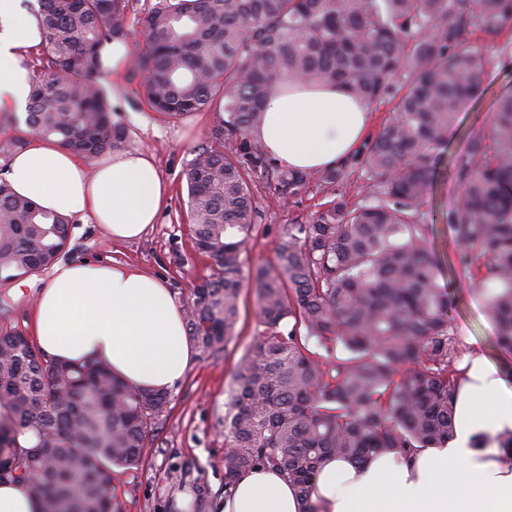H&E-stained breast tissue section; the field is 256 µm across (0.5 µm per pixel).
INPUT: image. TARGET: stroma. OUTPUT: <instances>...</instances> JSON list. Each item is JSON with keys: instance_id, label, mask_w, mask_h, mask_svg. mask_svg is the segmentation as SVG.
<instances>
[{"instance_id": "obj_1", "label": "stroma", "mask_w": 512, "mask_h": 512, "mask_svg": "<svg viewBox=\"0 0 512 512\" xmlns=\"http://www.w3.org/2000/svg\"><path fill=\"white\" fill-rule=\"evenodd\" d=\"M115 120L129 130L127 148L151 154L171 185V198L157 224L143 238L115 243L99 225L76 224L63 260L129 262L163 278L177 304H185L191 285L209 275L211 260L191 241L186 214V187L181 173L195 151L212 144L222 126L214 112L190 113L169 119L153 112L128 80L117 81ZM512 94V57L494 61L479 94L470 100L448 131L447 143L435 152L437 176L422 210L431 226L429 245L442 279L449 285L450 313L466 347L478 348L512 378V353L498 347L494 323L487 316L480 285L472 272L456 264L459 245L444 221L462 188L448 173L454 155L466 150L471 138L489 133L499 99ZM252 190L258 217L244 254L246 268L273 264L276 247L288 225L306 223L325 192L309 187L298 195L280 197L274 178L254 179ZM37 290L27 284L0 283V330L28 331L30 307ZM239 337L215 357L196 356L180 384L171 390L168 410L160 421L154 445L135 470L116 469L112 502L118 512H205L204 504L224 490V429L221 419L233 368L259 329L254 295L244 291ZM192 504L181 507L182 497Z\"/></svg>"}]
</instances>
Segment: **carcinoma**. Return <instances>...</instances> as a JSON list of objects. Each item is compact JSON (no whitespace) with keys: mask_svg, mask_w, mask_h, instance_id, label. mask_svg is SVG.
<instances>
[{"mask_svg":"<svg viewBox=\"0 0 512 512\" xmlns=\"http://www.w3.org/2000/svg\"><path fill=\"white\" fill-rule=\"evenodd\" d=\"M25 125L92 160L125 146L102 81V50L141 26L136 73L155 112H222L218 142L195 151L182 180L189 231L215 268L185 305L189 335L214 356L236 338L242 259L258 217L253 177L277 171L281 197L308 184L329 201L290 224L277 263L256 268L262 330L244 349L224 403V493L256 468L285 476L300 512H320L312 479L325 461H407L454 433L463 348L448 285L427 248L423 198L444 144L493 56L467 46L512 30V0H37ZM288 81L342 85L395 102L387 123L342 164L276 170L255 136L266 101ZM364 182L340 190L349 168ZM461 201L447 224L477 267L500 348L512 352V95L490 131L452 163ZM72 219L11 193L0 177V281L60 258ZM483 263L474 265V257ZM325 351L320 354L310 345ZM0 481L31 484L44 512H113L115 467L139 466L169 403L104 362L47 357L23 332L0 331Z\"/></svg>","mask_w":512,"mask_h":512,"instance_id":"1","label":"carcinoma"}]
</instances>
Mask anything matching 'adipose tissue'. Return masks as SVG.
I'll list each match as a JSON object with an SVG mask.
<instances>
[{
    "label": "adipose tissue",
    "mask_w": 512,
    "mask_h": 512,
    "mask_svg": "<svg viewBox=\"0 0 512 512\" xmlns=\"http://www.w3.org/2000/svg\"><path fill=\"white\" fill-rule=\"evenodd\" d=\"M38 23L20 0H0V108L25 113L28 52ZM366 104L340 87L295 84L272 97L256 130L279 163L323 169L345 161L368 125ZM7 181L40 208L93 218L116 242L138 239L157 223L170 188L152 157L123 149L89 163L58 141L31 136L10 155ZM31 332L51 358L102 361L134 389L168 391L195 350L183 309L162 278L128 264L61 261L31 309ZM454 400V437L406 462L379 455L357 467L327 462L313 477L322 512H512V450L486 438L512 432V385L481 351H469ZM291 484L273 470L240 475L214 512H299Z\"/></svg>",
    "instance_id": "obj_1"
}]
</instances>
